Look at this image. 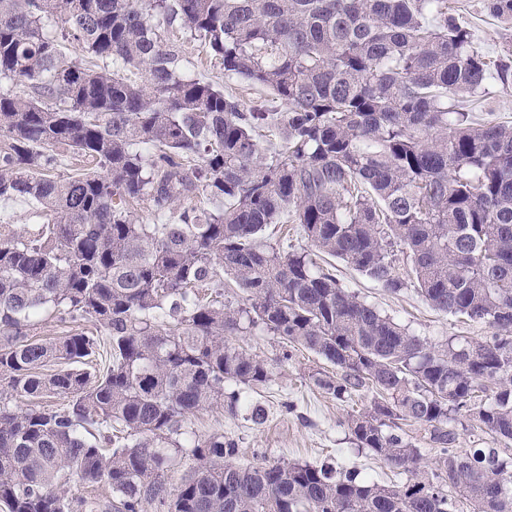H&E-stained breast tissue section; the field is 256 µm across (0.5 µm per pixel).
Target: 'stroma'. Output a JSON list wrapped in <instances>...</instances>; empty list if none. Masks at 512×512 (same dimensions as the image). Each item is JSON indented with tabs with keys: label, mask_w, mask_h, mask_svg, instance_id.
I'll return each instance as SVG.
<instances>
[{
	"label": "stroma",
	"mask_w": 512,
	"mask_h": 512,
	"mask_svg": "<svg viewBox=\"0 0 512 512\" xmlns=\"http://www.w3.org/2000/svg\"><path fill=\"white\" fill-rule=\"evenodd\" d=\"M448 14L467 27L475 47L491 66L512 70V19L490 16L486 11V0H448ZM181 55L192 63L191 76L223 88L232 87L245 102L258 97V90L247 82L225 79L223 68L207 58L196 42L184 40ZM335 267L336 276L344 286L430 343L439 344L451 336L479 338L493 333L488 325L464 323L431 308L414 287L391 295L347 263L339 260ZM243 343L270 365L273 370L271 382L248 389L246 404L236 413H227L219 406L199 411L192 419L197 430L219 431L236 439L241 448L239 461L244 465L278 459L316 463L330 456L378 482L395 479V472L383 460L357 451L350 439L347 415L353 407L369 406V399L359 400L353 406L329 398L308 381L309 373L322 369V362L304 351L295 352L292 359H283L282 347L276 337L252 332L244 336ZM287 401L294 402V411H285L283 404ZM255 404L266 410L263 423L256 424L249 419Z\"/></svg>",
	"instance_id": "35a3bbf8"
}]
</instances>
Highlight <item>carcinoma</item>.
Masks as SVG:
<instances>
[{
    "label": "carcinoma",
    "mask_w": 512,
    "mask_h": 512,
    "mask_svg": "<svg viewBox=\"0 0 512 512\" xmlns=\"http://www.w3.org/2000/svg\"><path fill=\"white\" fill-rule=\"evenodd\" d=\"M176 33L286 109L183 73ZM495 79L447 0H0V200L43 218L0 220V508L97 512L74 480L112 512H512V125L463 108ZM61 146L94 171L51 175ZM197 193L210 207L178 209ZM288 223L305 246L264 241ZM399 253L428 305L494 334L430 344L317 262L396 295ZM46 313L97 329L36 339ZM252 328L333 365L309 375L325 394L371 396L352 441L406 479L242 466L194 430L236 412L227 385L272 380L237 340ZM0 208L4 215L10 217L11 224H16L18 231L33 233L38 224L42 222L33 213L31 206L24 202H7L3 203Z\"/></svg>",
    "instance_id": "obj_1"
}]
</instances>
